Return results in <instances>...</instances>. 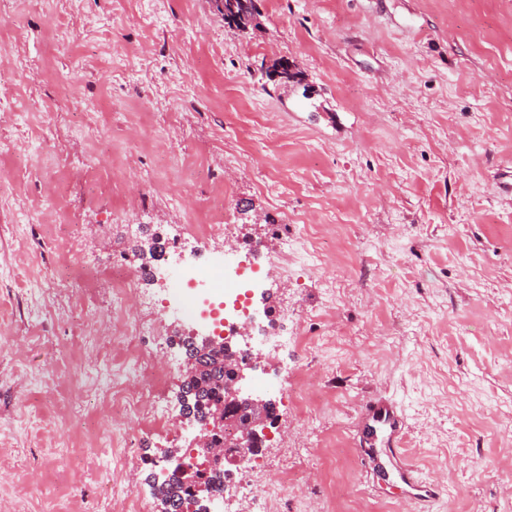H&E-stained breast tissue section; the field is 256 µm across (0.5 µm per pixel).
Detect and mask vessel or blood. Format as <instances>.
Instances as JSON below:
<instances>
[{
  "mask_svg": "<svg viewBox=\"0 0 512 512\" xmlns=\"http://www.w3.org/2000/svg\"><path fill=\"white\" fill-rule=\"evenodd\" d=\"M363 425L374 446L388 449L390 458L397 461L400 480L412 498L427 503L439 495L437 486L418 480L411 464L400 463L399 447L404 423L391 400L381 396L370 398L365 404Z\"/></svg>",
  "mask_w": 512,
  "mask_h": 512,
  "instance_id": "obj_1",
  "label": "vessel or blood"
}]
</instances>
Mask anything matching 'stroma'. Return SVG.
<instances>
[{"label":"stroma","mask_w":512,"mask_h":512,"mask_svg":"<svg viewBox=\"0 0 512 512\" xmlns=\"http://www.w3.org/2000/svg\"><path fill=\"white\" fill-rule=\"evenodd\" d=\"M256 6L233 34L214 0H0V512L153 501V460L196 430L113 425L99 388L124 359L96 328L148 243L181 244L151 297L223 259L189 233L215 221L268 256L319 240L250 291L255 329L314 342L244 371L275 408L262 476H298L278 512H419L361 444L376 394L442 489L432 512H512V0ZM299 376L330 396L306 419L281 390Z\"/></svg>","instance_id":"1"}]
</instances>
